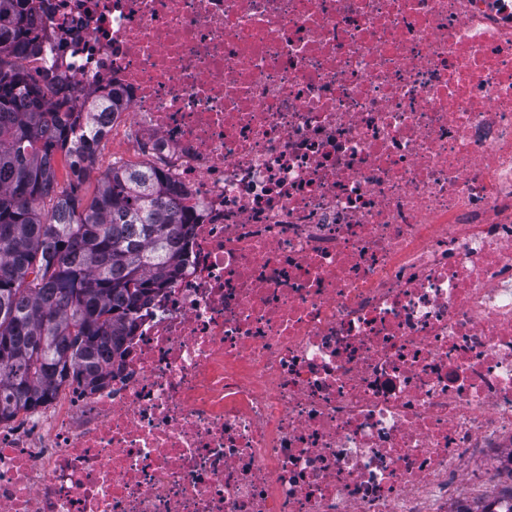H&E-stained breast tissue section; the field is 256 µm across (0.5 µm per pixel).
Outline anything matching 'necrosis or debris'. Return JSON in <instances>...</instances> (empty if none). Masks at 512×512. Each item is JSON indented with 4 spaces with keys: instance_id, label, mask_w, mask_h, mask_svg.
Segmentation results:
<instances>
[{
    "instance_id": "necrosis-or-debris-1",
    "label": "necrosis or debris",
    "mask_w": 512,
    "mask_h": 512,
    "mask_svg": "<svg viewBox=\"0 0 512 512\" xmlns=\"http://www.w3.org/2000/svg\"><path fill=\"white\" fill-rule=\"evenodd\" d=\"M56 98L194 217L0 512H512V0H42Z\"/></svg>"
}]
</instances>
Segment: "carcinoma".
I'll return each instance as SVG.
<instances>
[{"label": "carcinoma", "mask_w": 512, "mask_h": 512, "mask_svg": "<svg viewBox=\"0 0 512 512\" xmlns=\"http://www.w3.org/2000/svg\"><path fill=\"white\" fill-rule=\"evenodd\" d=\"M29 10L0 0V422L67 383L104 382L136 313L179 274L193 224L161 167L115 160L89 201L59 185L57 154L94 167L85 143L105 105L86 100L82 119L50 102L24 65L40 52Z\"/></svg>", "instance_id": "obj_1"}]
</instances>
